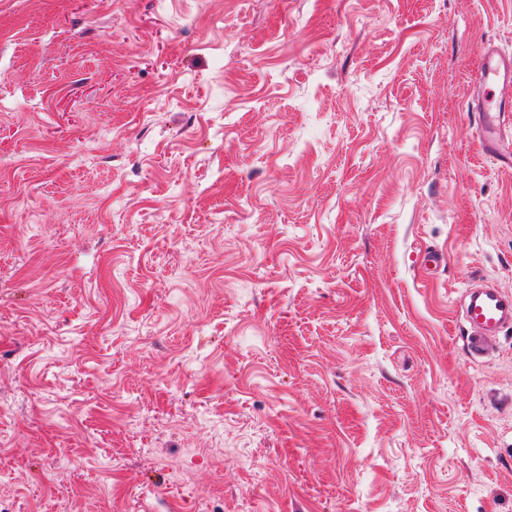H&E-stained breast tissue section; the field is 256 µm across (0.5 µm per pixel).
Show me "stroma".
I'll list each match as a JSON object with an SVG mask.
<instances>
[{"mask_svg": "<svg viewBox=\"0 0 512 512\" xmlns=\"http://www.w3.org/2000/svg\"><path fill=\"white\" fill-rule=\"evenodd\" d=\"M488 41L512 0H0V512H512ZM460 307L472 357L484 356L491 341L504 329L512 328V297L491 284L471 285L465 290Z\"/></svg>", "mask_w": 512, "mask_h": 512, "instance_id": "stroma-1", "label": "stroma"}]
</instances>
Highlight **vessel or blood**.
Returning a JSON list of instances; mask_svg holds the SVG:
<instances>
[{
    "label": "vessel or blood",
    "instance_id": "obj_1",
    "mask_svg": "<svg viewBox=\"0 0 512 512\" xmlns=\"http://www.w3.org/2000/svg\"><path fill=\"white\" fill-rule=\"evenodd\" d=\"M482 156L512 170V55L493 43L479 49V66L466 106ZM461 313L471 356H484L492 340L512 328V296L488 283L466 289Z\"/></svg>",
    "mask_w": 512,
    "mask_h": 512
}]
</instances>
